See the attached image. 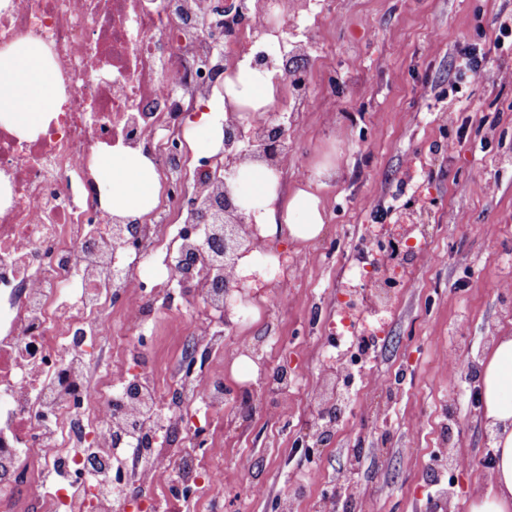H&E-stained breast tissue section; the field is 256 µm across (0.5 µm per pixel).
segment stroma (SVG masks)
<instances>
[{
    "label": "stroma",
    "mask_w": 512,
    "mask_h": 512,
    "mask_svg": "<svg viewBox=\"0 0 512 512\" xmlns=\"http://www.w3.org/2000/svg\"><path fill=\"white\" fill-rule=\"evenodd\" d=\"M512 0H288V42L309 71L303 88L280 94L255 125L284 123V190L317 187L325 224L301 245L287 233L265 238L281 276L262 288L249 321L223 330V354L204 373L235 385V346L256 347L270 369L295 379L266 393L249 415L225 408L207 436L209 464L222 465L221 512H311L313 501L343 489L354 512H463L495 489L486 465L492 433L478 408V381L467 361H485L495 337L512 333V45L495 48L498 16ZM468 44L488 50L478 75L459 79ZM423 235L400 263L390 307L358 317L375 347L346 408L314 459L299 445L331 395L332 361L346 353L328 328L340 302L368 288L356 272L359 250L388 249L404 229ZM194 322L202 304L161 311L148 332V358L162 393L180 367L172 315ZM280 336L258 345L266 331ZM448 447L456 468L427 475ZM265 489L249 494L239 467Z\"/></svg>",
    "instance_id": "obj_1"
}]
</instances>
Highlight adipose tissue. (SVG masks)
<instances>
[{
    "label": "adipose tissue",
    "mask_w": 512,
    "mask_h": 512,
    "mask_svg": "<svg viewBox=\"0 0 512 512\" xmlns=\"http://www.w3.org/2000/svg\"><path fill=\"white\" fill-rule=\"evenodd\" d=\"M43 42L22 37L0 49V125L24 137H35L47 116L57 111L60 95ZM225 104L202 115L194 133L195 144L210 153L222 145L226 103L243 112L267 111L276 97L270 77L241 64L224 79ZM96 179L104 202L119 215H142L155 203L158 177L150 158L139 151L116 150L100 155ZM237 190L262 236L287 227L293 240L308 242L322 231L320 199L299 188L282 194L279 176L267 166L247 163L238 169ZM481 413L493 433L496 490L477 497L471 512H512V336L494 340L483 364L480 385Z\"/></svg>",
    "instance_id": "obj_1"
}]
</instances>
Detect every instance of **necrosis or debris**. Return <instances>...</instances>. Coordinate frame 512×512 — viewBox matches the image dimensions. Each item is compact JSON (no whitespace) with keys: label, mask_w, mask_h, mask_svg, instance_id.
I'll return each mask as SVG.
<instances>
[{"label":"necrosis or debris","mask_w":512,"mask_h":512,"mask_svg":"<svg viewBox=\"0 0 512 512\" xmlns=\"http://www.w3.org/2000/svg\"><path fill=\"white\" fill-rule=\"evenodd\" d=\"M288 2L267 0H10L0 9V47L43 41L62 98L45 133L22 140L0 127V512H156L144 493L172 455L204 449L224 384L184 367L173 408H161L144 356L115 384L102 368L112 305L129 289L123 319L144 325L158 309L147 283L164 278L203 317L184 327L186 357L214 345L224 319L223 277L206 255L184 264L162 231L191 210L195 236L224 202V187L189 167L175 146L185 109L207 100L215 80L249 43L267 72L292 75L295 52L277 21ZM144 150L163 192L137 218L107 208L94 176V148ZM138 441L134 459L113 447ZM222 467L186 465L171 491L200 501L222 487Z\"/></svg>","instance_id":"necrosis-or-debris-1"}]
</instances>
